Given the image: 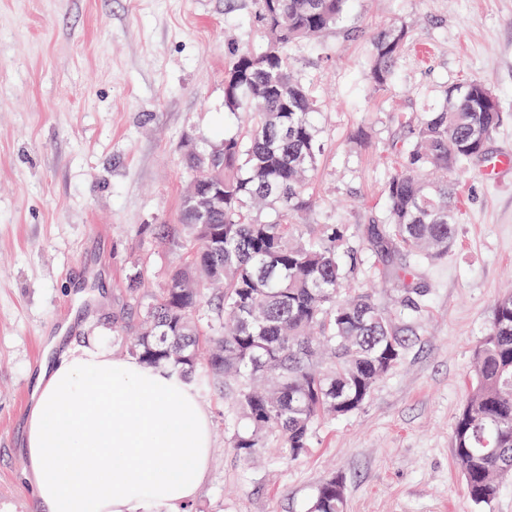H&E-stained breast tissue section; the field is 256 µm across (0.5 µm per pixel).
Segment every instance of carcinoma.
<instances>
[{"instance_id":"1","label":"carcinoma","mask_w":512,"mask_h":512,"mask_svg":"<svg viewBox=\"0 0 512 512\" xmlns=\"http://www.w3.org/2000/svg\"><path fill=\"white\" fill-rule=\"evenodd\" d=\"M352 0H252L264 41L229 48L224 109L254 112L251 126L224 136V160L185 168L200 183L216 182L224 203L209 224L195 223L182 203L190 243L163 293L143 303L137 279L130 304L140 309L129 353L140 362L191 376L208 350L205 377L231 405L224 430L237 456L251 458L274 441L294 460L319 422L358 410L400 360L423 314L422 261L441 260L454 243L455 205L448 184L484 156L502 113L479 79L443 90L440 108L402 123L393 148L403 161L385 185L383 223L319 224L308 233L288 217L310 206L307 184L320 152L315 104L291 69L288 48L336 26ZM403 26L372 39L369 79L378 90L394 80L405 44ZM275 211L265 220L254 212ZM365 254L394 264L402 295L399 322L375 295L350 287ZM210 306L218 329L204 334L196 314ZM475 382L454 428L455 459L469 497L487 505L512 474V294L495 302L475 353ZM342 482L321 484L309 512H344Z\"/></svg>"}]
</instances>
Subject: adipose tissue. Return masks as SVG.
<instances>
[{
	"label": "adipose tissue",
	"mask_w": 512,
	"mask_h": 512,
	"mask_svg": "<svg viewBox=\"0 0 512 512\" xmlns=\"http://www.w3.org/2000/svg\"><path fill=\"white\" fill-rule=\"evenodd\" d=\"M24 446L42 512H185L207 475L211 428L175 375L84 346L37 373Z\"/></svg>",
	"instance_id": "1"
}]
</instances>
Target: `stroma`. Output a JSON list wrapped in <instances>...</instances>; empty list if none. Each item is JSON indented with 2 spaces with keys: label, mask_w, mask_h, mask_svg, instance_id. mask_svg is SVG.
<instances>
[{
  "label": "stroma",
  "mask_w": 512,
  "mask_h": 512,
  "mask_svg": "<svg viewBox=\"0 0 512 512\" xmlns=\"http://www.w3.org/2000/svg\"><path fill=\"white\" fill-rule=\"evenodd\" d=\"M405 26L396 80L375 92L374 32ZM262 35L251 0H0V512H39L22 482L32 380L63 350L97 343L124 356L114 328L129 282L161 293L181 252L188 146L247 122L226 116L228 45ZM294 73L318 104L321 149L304 224L369 223L400 157V119L438 107L445 87L486 81L502 122L456 189L447 258L426 265L428 302L401 361L358 410L322 422L307 452L239 458L230 409L193 385L213 443L191 512H308L329 479L345 512H512V482L488 505L468 496L453 432L474 349L495 299L512 289V0H353L318 40L292 45ZM66 315L71 330L56 335Z\"/></svg>",
  "instance_id": "1"
}]
</instances>
